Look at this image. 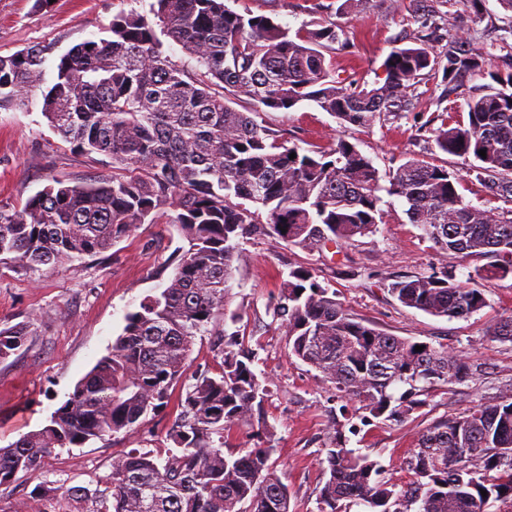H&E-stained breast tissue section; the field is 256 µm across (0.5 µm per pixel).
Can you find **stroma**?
Masks as SVG:
<instances>
[{"label":"stroma","mask_w":512,"mask_h":512,"mask_svg":"<svg viewBox=\"0 0 512 512\" xmlns=\"http://www.w3.org/2000/svg\"><path fill=\"white\" fill-rule=\"evenodd\" d=\"M152 2L54 0L45 13L36 8L35 0H0V56L34 44L50 46L44 70L46 79H53L61 55L83 41L105 37L115 15L131 11L150 15ZM321 2V9L315 11L309 0H225L238 13L266 15L293 31L336 22L349 42L336 54L337 71L368 83L376 81L392 48L402 46L418 29L411 18L416 0H369L365 10L349 13L339 11L337 0ZM483 13V22L477 24L466 17L452 21L447 37L463 35L481 48L512 30V13L503 10L498 0H485ZM259 119L303 147L344 137L372 160L384 179L414 156L445 166L460 178L468 176L466 162L441 152L410 115L380 120L368 128H344L329 113L306 102L287 112L260 113ZM111 173L108 157L81 155L52 130L42 114L41 89H33L21 105L0 109V205H23L54 179L75 182ZM381 209L376 232L334 257L311 254L261 234L248 236L243 244L236 275L239 285L232 289L227 309L240 314V326L256 352L254 370L266 390L264 414L273 428L272 460L290 492L291 512H318L326 480L321 461L337 407L331 384L292 355L286 328L273 315L280 282L291 268H313L318 282L335 291L353 316L391 335L444 346L476 368L473 378L438 389L404 422L377 419L361 434L350 436L351 448L381 462L388 483L408 481L402 460L433 421L512 397V344L488 334L498 320L512 315V275L482 279L486 259L462 260L434 248L409 223L397 198L384 197ZM184 244L175 225L140 224L96 256L27 271L0 264V329L21 323L32 332L22 351L0 361V448L46 424L76 382L107 354L126 313L165 286L174 271L173 253ZM443 265L456 280L482 288L486 305L481 311L448 320L404 307L391 295L389 286L396 277ZM218 363L212 336L198 334L186 373L165 411L147 416L111 443L96 440L56 450L45 459L37 478L18 473L15 481L0 486V512H12L39 481L63 488L81 485L95 492L113 455L166 448V431L187 386L201 373L216 375Z\"/></svg>","instance_id":"obj_1"}]
</instances>
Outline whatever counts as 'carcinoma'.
<instances>
[{"mask_svg":"<svg viewBox=\"0 0 512 512\" xmlns=\"http://www.w3.org/2000/svg\"><path fill=\"white\" fill-rule=\"evenodd\" d=\"M461 9L477 18L482 0H422L413 43L387 55L372 85L336 75L333 57L347 38L335 23L292 34L224 0H155L154 20L117 15L110 37L59 57L42 112L74 150L110 158L112 175L54 179L20 207L0 205V263L73 262L161 218L177 225L187 246L178 248L165 288L126 314L108 354L48 424L0 448V486L20 472L37 474L57 449L110 441L167 408L195 336L211 324L220 371L189 387L166 434L174 447L112 456L92 512H290L288 487L270 464L273 431L263 417L256 353L216 324L226 315L240 320L227 313V299L244 238L267 233L308 252L339 254L376 231L384 191L403 201L410 223L439 251L490 258L488 278L512 275V70L490 63L494 51L512 62V42L501 37L483 53L459 37L436 52L432 42ZM162 35L186 50L195 69L164 52ZM46 53L33 45L0 56V108L44 82ZM479 79L466 119L444 109L423 127L442 152L469 161L474 185L502 202L490 208L464 203L462 179L443 166L412 158L383 186L372 160L345 138L303 148L255 119L311 102L343 126L369 128L381 117L416 113L425 80L443 86L451 102ZM389 291L407 308L449 320L486 306L482 289L456 281L446 266L399 276ZM273 314L286 323L292 355L332 385L341 414L356 405L364 426L402 422L432 391L473 375L460 354L352 316L309 267L289 271ZM489 335L512 342V316ZM29 336L26 325L0 329V360ZM242 427L257 444L224 451V436ZM347 444L344 424L335 423L321 461L328 478L319 512H512V399L433 422L403 458L410 479L400 489L383 480L377 460ZM30 496L60 512L59 499L86 492L75 485L58 494L39 483Z\"/></svg>","mask_w":512,"mask_h":512,"instance_id":"cac0c4a2","label":"carcinoma"}]
</instances>
